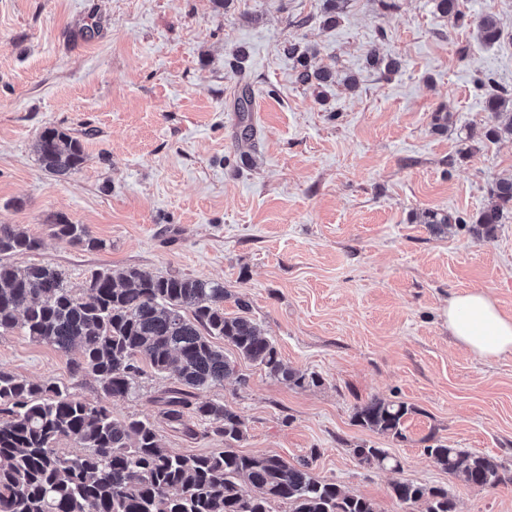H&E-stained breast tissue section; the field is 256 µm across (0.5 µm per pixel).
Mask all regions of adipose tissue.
Segmentation results:
<instances>
[{
    "mask_svg": "<svg viewBox=\"0 0 512 512\" xmlns=\"http://www.w3.org/2000/svg\"><path fill=\"white\" fill-rule=\"evenodd\" d=\"M448 331L477 357L512 353V317L503 315L486 291L470 289L449 297Z\"/></svg>",
    "mask_w": 512,
    "mask_h": 512,
    "instance_id": "adipose-tissue-1",
    "label": "adipose tissue"
}]
</instances>
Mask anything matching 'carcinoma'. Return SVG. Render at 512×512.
<instances>
[{
    "mask_svg": "<svg viewBox=\"0 0 512 512\" xmlns=\"http://www.w3.org/2000/svg\"><path fill=\"white\" fill-rule=\"evenodd\" d=\"M436 8L465 22L458 0H435ZM485 45L503 39L497 19L471 20ZM288 55L299 61L297 80L326 85L327 68L312 69L310 48L288 44ZM366 64L390 76L399 70L395 59L375 54ZM485 88L488 112L485 136L492 142L512 139V91L494 82ZM239 140L255 136L250 90L238 97ZM35 151L42 168L68 176L85 162L81 141L58 127L38 136ZM512 211V178L491 187L488 202L470 226L478 239L492 241L504 214ZM419 223L434 235L448 231L446 214L427 211ZM53 235L74 247L100 250L106 243L86 224L59 219ZM39 237L13 224H0V336L19 331L30 340L62 352L75 348V375L92 378L106 401L129 399L138 392L137 378L148 368L175 380L164 398V419L183 422L193 407L206 431L224 437V450L178 454L163 446L147 419L112 417L100 402H86L52 379L33 381L0 371V512H377L375 504L320 479L312 462L296 464L278 454L254 456L236 449L246 435L242 415L219 400L192 402L200 392L224 385L236 372L237 360L262 366L290 387L319 386L314 372L286 365L274 341L250 316V302L235 299L237 313H224L230 296L218 282L180 275L151 276L136 268L119 272L97 270L82 286H71L65 274L39 264L18 267L5 258L40 249ZM224 341L219 346L216 341ZM231 346L235 358L224 353ZM417 409L403 401L370 397L355 405V425L379 435L402 438L405 422ZM68 440L78 448H58ZM426 452L449 476L481 487L512 482L503 463L489 455L450 448L435 441ZM359 463L372 469L398 471L401 462L387 449L362 443L353 448ZM249 490H243V486ZM401 505L426 504V512H456L444 486L408 481L391 484Z\"/></svg>",
    "mask_w": 512,
    "mask_h": 512,
    "instance_id": "obj_1",
    "label": "carcinoma"
}]
</instances>
